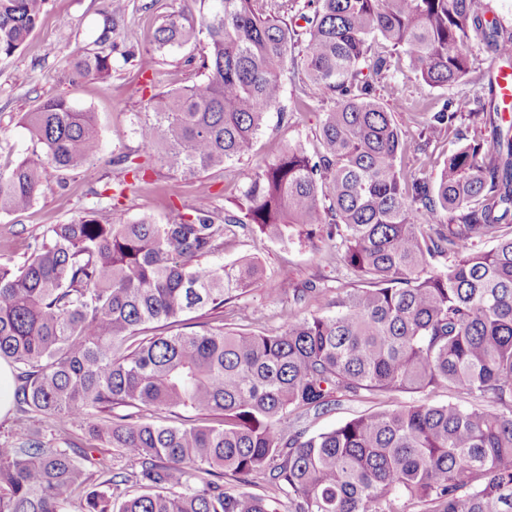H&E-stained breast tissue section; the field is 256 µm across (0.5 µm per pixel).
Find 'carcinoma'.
Segmentation results:
<instances>
[{
  "label": "carcinoma",
  "mask_w": 512,
  "mask_h": 512,
  "mask_svg": "<svg viewBox=\"0 0 512 512\" xmlns=\"http://www.w3.org/2000/svg\"><path fill=\"white\" fill-rule=\"evenodd\" d=\"M253 2L179 0L166 15L155 50L204 36L207 79L149 97L137 156L193 180L250 155L267 114L284 111L281 75L299 57L303 84L335 99L318 145H290L251 177L241 217L175 209L163 224H102L88 211L49 225L22 264L0 263V360L17 370L20 412L0 447V512H69L80 494L82 512H280L283 497L290 512H512V127L466 140L437 179L415 176L373 85L391 70L380 41L416 79L448 88L476 50L512 48V32L479 0H292L301 27ZM45 4L0 0V58L27 43ZM126 9L107 0L100 48L71 62L78 75H111L108 33ZM489 107L477 94L422 104L417 149ZM24 124L41 150L0 170V214L31 207L48 169L76 172L100 152L93 113L64 96ZM117 163L133 182L112 186L113 200L142 169L128 154ZM296 224L340 238L356 284L336 289L332 314H301L319 289L293 286L277 333L186 330L188 313H223L261 274L249 258L201 263L233 228L285 240ZM409 391L468 404L378 409L313 436L279 427L343 397ZM182 407L202 423L148 418ZM32 415L86 430L130 468L78 462ZM259 475L263 496L247 491ZM130 483L143 492L118 493Z\"/></svg>",
  "instance_id": "carcinoma-1"
}]
</instances>
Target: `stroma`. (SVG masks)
<instances>
[{
  "instance_id": "35a3bbf8",
  "label": "stroma",
  "mask_w": 512,
  "mask_h": 512,
  "mask_svg": "<svg viewBox=\"0 0 512 512\" xmlns=\"http://www.w3.org/2000/svg\"><path fill=\"white\" fill-rule=\"evenodd\" d=\"M174 0H128L124 17L111 34L115 60L111 76L79 78L66 68L68 58L94 51L103 29L106 0H48L45 15L28 45L9 58L0 59V169L11 167L36 151L38 144L21 124L22 116L43 100L62 95L76 107L92 112L102 142V152L78 173L49 170L33 206L22 213L0 214V262L19 264L51 224H67L95 211L104 223H128L142 217L165 223L171 209L194 208L221 214H239L249 178L265 161L296 143L314 148L325 112L334 101L327 96L302 93L300 70L285 68L282 74L284 112H270L251 155L225 163L187 182L157 162H150L137 188L117 203L98 196L103 185L122 178L117 157L137 149L138 127L146 117L148 98L160 90L180 89L203 83L206 71L203 44H189L165 53L154 51V34ZM493 55L479 53L465 80L445 91L423 82L407 80L406 61H396L383 79L382 95L395 96L394 120L405 138L417 133V116L423 102L448 95L457 97L486 90ZM336 241L327 236L306 239L301 227H292L286 240H273L248 227L237 229L216 263L239 258L257 261L262 275L248 292L228 305L224 327L228 330H275L282 322L278 312L287 305L282 283H308L323 288L326 296L353 285L350 272L336 259ZM429 401L448 402L445 393H399L342 399L328 412L309 415L301 425L316 434L371 410Z\"/></svg>"
}]
</instances>
